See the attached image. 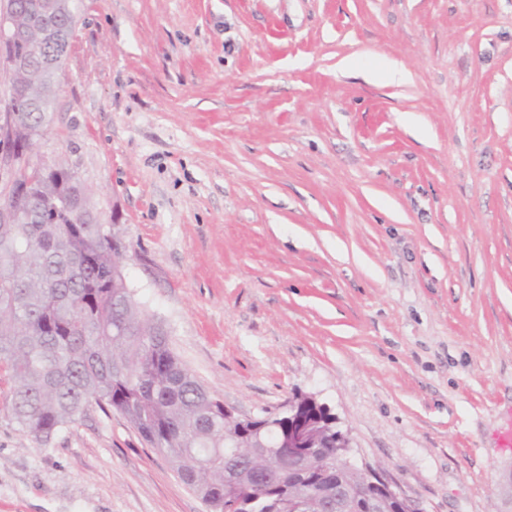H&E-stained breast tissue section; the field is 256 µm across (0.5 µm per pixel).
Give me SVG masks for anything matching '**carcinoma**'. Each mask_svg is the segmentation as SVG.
I'll return each instance as SVG.
<instances>
[{
	"instance_id": "1",
	"label": "carcinoma",
	"mask_w": 512,
	"mask_h": 512,
	"mask_svg": "<svg viewBox=\"0 0 512 512\" xmlns=\"http://www.w3.org/2000/svg\"><path fill=\"white\" fill-rule=\"evenodd\" d=\"M41 38L14 43L26 62L8 104L26 110L18 134L33 145L50 124L57 74L43 71ZM31 200L17 224H0V367L14 379L11 410L38 443L76 423L90 405L126 418L164 455L211 512L321 510L325 489L347 496L363 470L336 462V418L307 395L293 399L318 432L320 447L285 477L262 442L268 424L224 411L173 353L164 327L149 318L126 280L112 273L111 227L100 223L87 187L68 169L30 167Z\"/></svg>"
}]
</instances>
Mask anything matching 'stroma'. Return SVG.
<instances>
[{"label":"stroma","mask_w":512,"mask_h":512,"mask_svg":"<svg viewBox=\"0 0 512 512\" xmlns=\"http://www.w3.org/2000/svg\"><path fill=\"white\" fill-rule=\"evenodd\" d=\"M32 161L225 406L312 395L424 512H512V0H82ZM13 387L0 512H209L120 414L25 436Z\"/></svg>","instance_id":"35a3bbf8"}]
</instances>
